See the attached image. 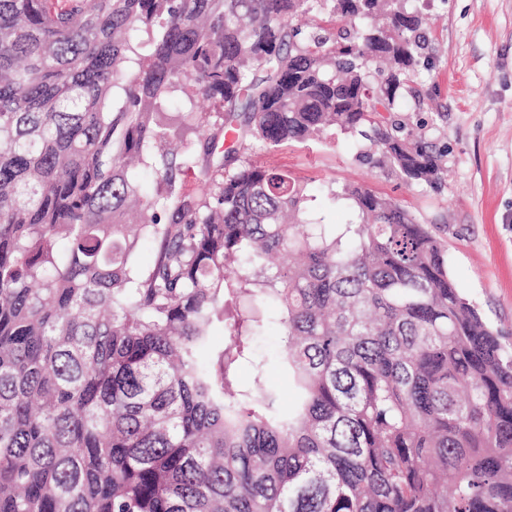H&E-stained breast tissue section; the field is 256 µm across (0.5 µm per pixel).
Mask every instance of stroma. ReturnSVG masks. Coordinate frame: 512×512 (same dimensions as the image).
Instances as JSON below:
<instances>
[{"label":"stroma","instance_id":"obj_1","mask_svg":"<svg viewBox=\"0 0 512 512\" xmlns=\"http://www.w3.org/2000/svg\"><path fill=\"white\" fill-rule=\"evenodd\" d=\"M427 65L400 103L444 155L440 188L406 182L357 155L351 138H327L255 159L290 170L326 223L350 217L331 191L358 183L406 206L442 242L459 288L495 328L512 332V0H423Z\"/></svg>","mask_w":512,"mask_h":512}]
</instances>
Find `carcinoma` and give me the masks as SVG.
<instances>
[{
    "instance_id": "carcinoma-1",
    "label": "carcinoma",
    "mask_w": 512,
    "mask_h": 512,
    "mask_svg": "<svg viewBox=\"0 0 512 512\" xmlns=\"http://www.w3.org/2000/svg\"><path fill=\"white\" fill-rule=\"evenodd\" d=\"M415 2L0 0V512H512V341L438 237L358 186L325 224L248 154L332 128L438 187L392 117ZM175 91L199 137L170 152Z\"/></svg>"
}]
</instances>
